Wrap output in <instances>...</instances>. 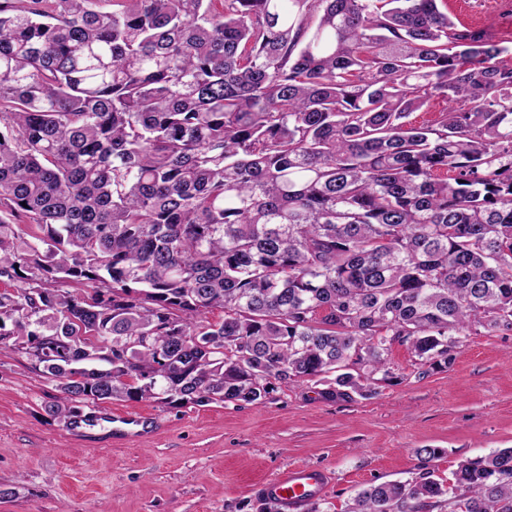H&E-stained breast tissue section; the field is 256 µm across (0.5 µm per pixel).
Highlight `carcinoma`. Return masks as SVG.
Returning a JSON list of instances; mask_svg holds the SVG:
<instances>
[{
	"label": "carcinoma",
	"instance_id": "carcinoma-1",
	"mask_svg": "<svg viewBox=\"0 0 512 512\" xmlns=\"http://www.w3.org/2000/svg\"><path fill=\"white\" fill-rule=\"evenodd\" d=\"M445 7L0 0V345L49 412L367 397L512 332V61ZM427 507L512 512V448L347 512Z\"/></svg>",
	"mask_w": 512,
	"mask_h": 512
}]
</instances>
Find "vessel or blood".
<instances>
[{"label":"vessel or blood","mask_w":512,"mask_h":512,"mask_svg":"<svg viewBox=\"0 0 512 512\" xmlns=\"http://www.w3.org/2000/svg\"><path fill=\"white\" fill-rule=\"evenodd\" d=\"M329 478L313 466H290L280 470L259 488L261 495L278 502L282 512H304L306 505L326 490Z\"/></svg>","instance_id":"b4317fda"}]
</instances>
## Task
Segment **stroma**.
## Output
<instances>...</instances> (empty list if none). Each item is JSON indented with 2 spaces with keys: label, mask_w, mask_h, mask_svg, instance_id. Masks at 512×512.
<instances>
[{
  "label": "stroma",
  "mask_w": 512,
  "mask_h": 512,
  "mask_svg": "<svg viewBox=\"0 0 512 512\" xmlns=\"http://www.w3.org/2000/svg\"><path fill=\"white\" fill-rule=\"evenodd\" d=\"M448 12L512 49V11L448 0ZM375 395L327 399L279 385L258 403L163 405L112 400L96 411L144 416L155 431L117 439L109 421L79 429L52 417L56 380L0 347V512H260L255 484L280 468H326L321 500L346 512L358 490L423 469L451 478L467 460L512 448V333L468 336L448 369L393 346ZM421 448L439 449L424 461Z\"/></svg>",
  "instance_id": "1"
}]
</instances>
